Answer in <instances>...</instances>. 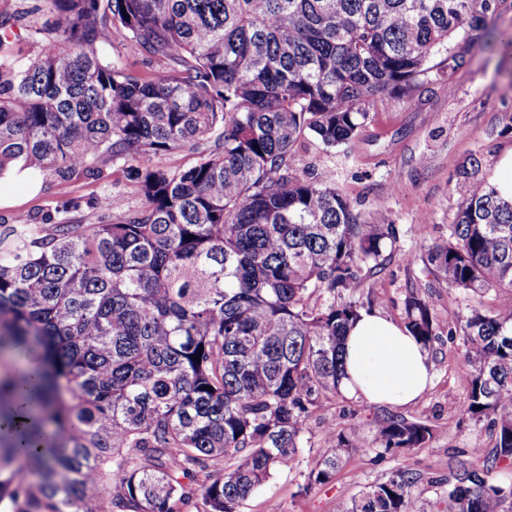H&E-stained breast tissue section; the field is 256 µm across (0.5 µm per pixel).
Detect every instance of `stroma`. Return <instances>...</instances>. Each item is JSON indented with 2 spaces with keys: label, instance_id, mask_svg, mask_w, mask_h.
Wrapping results in <instances>:
<instances>
[{
  "label": "stroma",
  "instance_id": "35a3bbf8",
  "mask_svg": "<svg viewBox=\"0 0 512 512\" xmlns=\"http://www.w3.org/2000/svg\"><path fill=\"white\" fill-rule=\"evenodd\" d=\"M512 114V57L476 48L471 62L444 81L422 88L415 99L403 102L384 97L370 109L369 121L348 154H326L311 146L296 159L298 175L316 177L328 168L351 204L365 216L387 214L399 232V250L376 274L364 273L367 289L380 304L379 311L397 324L405 322V299L410 292L424 297L436 323L429 353L430 388L413 404L402 407L408 417L425 420L433 429L426 448L394 456L372 448V430L379 405L363 399L337 400L306 432L293 469L277 474L246 503L242 512H335L340 499L356 497L364 487L407 467L419 472L416 487L420 502L435 501L437 480L447 478L449 457L462 455L483 461L493 445L485 423L464 415L470 368L460 354L459 338L448 335V315L471 304L492 307L494 293L476 297L448 288L425 270L423 246L447 235L455 220L458 196L454 174L470 156H477L481 173L492 178L502 156L512 150V132H504ZM41 188L29 194L14 182L0 190L14 198L0 206V224L42 217L66 207L74 220L95 224L97 199L111 194L119 210L140 206L137 182L125 169L108 164L101 178L76 177L67 181L49 173L40 177ZM357 424L364 451L346 452L334 480L306 494L298 489L317 459L332 451L325 436L328 424Z\"/></svg>",
  "mask_w": 512,
  "mask_h": 512
}]
</instances>
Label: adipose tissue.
Segmentation results:
<instances>
[{
    "instance_id": "ef3b65f1",
    "label": "adipose tissue",
    "mask_w": 512,
    "mask_h": 512,
    "mask_svg": "<svg viewBox=\"0 0 512 512\" xmlns=\"http://www.w3.org/2000/svg\"><path fill=\"white\" fill-rule=\"evenodd\" d=\"M432 381L428 353L379 312H361L345 339L343 391L371 403L404 407Z\"/></svg>"
}]
</instances>
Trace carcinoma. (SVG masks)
Returning a JSON list of instances; mask_svg holds the SVG:
<instances>
[{"label": "carcinoma", "instance_id": "cac0c4a2", "mask_svg": "<svg viewBox=\"0 0 512 512\" xmlns=\"http://www.w3.org/2000/svg\"><path fill=\"white\" fill-rule=\"evenodd\" d=\"M25 55L0 20V175L21 162L60 180L120 164L140 207L97 224L69 210L0 224L3 406L39 424L0 448V512H241L294 464L311 420L342 394L343 342L371 310L362 267L397 253V230L356 211L328 174L294 163L317 144L347 149L383 96L408 102L494 41L500 0H48ZM121 37L125 58L104 48ZM203 147L188 168L158 159ZM460 202L425 267L464 293L494 292L463 323L465 413L487 422L481 464L448 463L434 512H512V199L456 171ZM194 239L189 240L187 236ZM405 327H436L410 292ZM211 390H206V387ZM358 426L305 489L331 482ZM423 420L388 412L373 443L427 448ZM421 474L398 468L336 512H416Z\"/></svg>", "mask_w": 512, "mask_h": 512}]
</instances>
